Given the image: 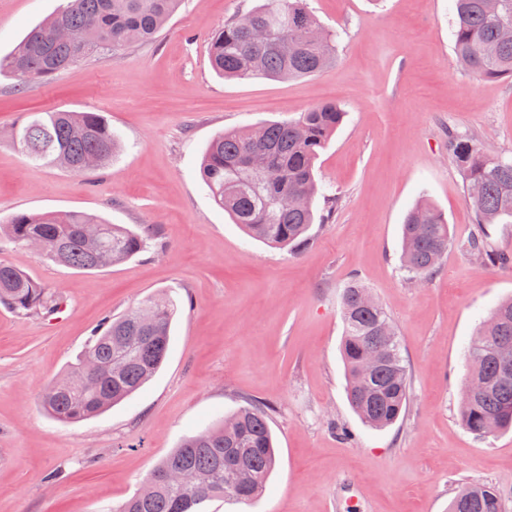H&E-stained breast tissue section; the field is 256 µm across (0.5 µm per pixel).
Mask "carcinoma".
Masks as SVG:
<instances>
[{
  "label": "carcinoma",
  "instance_id": "1",
  "mask_svg": "<svg viewBox=\"0 0 512 512\" xmlns=\"http://www.w3.org/2000/svg\"><path fill=\"white\" fill-rule=\"evenodd\" d=\"M180 0H67V5L33 26L11 53L0 57V74L18 86L47 82L85 58L114 52L134 42L154 40ZM454 51L461 66L478 79L512 78V0H454ZM95 42L84 49L74 42L86 30ZM337 33L319 22L306 0H278L224 22L211 40L214 70L230 79L290 80L316 75L336 61ZM344 117L334 101L288 121L260 123L224 132L208 145L200 168L215 203L234 223L269 245L298 251L311 241L312 224H323L337 208L315 178L320 151ZM11 140L33 160L75 173L104 168L120 150V139L100 112L50 110L17 124ZM255 155L264 164L256 177L242 168ZM448 156L465 180V197L475 227L466 250L485 266L512 257L489 243L493 224L512 223V157L491 154L470 135L448 131ZM323 207H317L318 198ZM26 245L53 262L95 271L135 257L157 240L154 224L133 230L95 214L17 213L0 224V237ZM451 245L445 216L421 199L403 224L402 268L418 283L432 280ZM359 280H349L341 296V355L347 396L359 418L372 429L395 424L409 404V370L395 327L384 307L365 302ZM57 295L22 269L0 261V304L22 316L49 314ZM177 310L168 294L150 296L123 315L103 319L77 362L51 382L42 406L61 422L93 418L131 397L162 367ZM512 346V298L498 303L480 323L466 350L467 380L486 388L463 390L460 418L479 437L512 428V381L498 382L495 347ZM271 408L246 402L216 424L183 439L149 473L146 487L113 512H201L204 503L222 498L243 503L265 486L276 464L268 425ZM448 512H504V499L492 484L459 488Z\"/></svg>",
  "mask_w": 512,
  "mask_h": 512
}]
</instances>
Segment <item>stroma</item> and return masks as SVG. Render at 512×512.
Masks as SVG:
<instances>
[{"label":"stroma","mask_w":512,"mask_h":512,"mask_svg":"<svg viewBox=\"0 0 512 512\" xmlns=\"http://www.w3.org/2000/svg\"><path fill=\"white\" fill-rule=\"evenodd\" d=\"M262 0H183L155 41L95 55L50 82L0 76V134L36 112H100L123 149L77 176L0 137V222L85 211L156 225L161 249L84 272L0 240V260L60 295L62 319L0 305V512H108L164 455L252 399L273 406L278 462L265 491L204 512H448L459 486H498L512 512V431L480 438L460 421L466 348L512 296V265L481 266L448 133L512 151V79L474 80L455 62L453 0H307L340 33L314 77L225 79L210 42ZM64 0H0V55ZM324 101L345 119L320 152L317 179L340 199L292 253L246 235L199 175L228 128L288 121ZM444 214L448 257L426 284L400 267L402 223L420 199ZM358 278L398 328L410 369L403 418L366 427L345 391L340 294ZM168 293L178 311L168 357L133 397L64 423L41 406L107 316Z\"/></svg>","instance_id":"1"}]
</instances>
